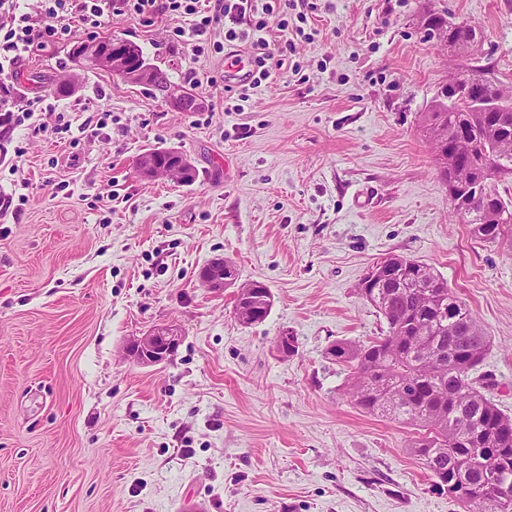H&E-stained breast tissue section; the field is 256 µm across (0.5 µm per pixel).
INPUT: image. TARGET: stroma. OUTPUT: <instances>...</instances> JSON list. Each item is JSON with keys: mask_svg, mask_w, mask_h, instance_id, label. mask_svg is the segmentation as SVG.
<instances>
[{"mask_svg": "<svg viewBox=\"0 0 512 512\" xmlns=\"http://www.w3.org/2000/svg\"><path fill=\"white\" fill-rule=\"evenodd\" d=\"M315 2L298 72L242 103L223 55H195L164 16L80 37L135 42L200 99L191 112L106 71L56 95L65 43L16 62L33 114L0 153V512H182L190 497L210 512H463L434 491L409 428L344 396L326 350L381 335L357 287L374 262L414 257L487 332L489 395L512 416V241L453 220L419 131L458 64L423 41L422 18L479 26L512 85V0ZM157 147L186 155L194 182L142 177ZM216 257L270 289L263 322L240 325L234 289L199 284ZM167 324L183 336L173 360L124 357Z\"/></svg>", "mask_w": 512, "mask_h": 512, "instance_id": "1", "label": "stroma"}]
</instances>
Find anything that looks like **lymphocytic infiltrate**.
I'll return each mask as SVG.
<instances>
[{"label":"lymphocytic infiltrate","mask_w":512,"mask_h":512,"mask_svg":"<svg viewBox=\"0 0 512 512\" xmlns=\"http://www.w3.org/2000/svg\"><path fill=\"white\" fill-rule=\"evenodd\" d=\"M314 8L313 0H0V76L23 55L73 40L77 29H98L119 16L150 22L164 15L175 22L174 37L194 33L199 55L248 42L250 71L239 90L244 101L250 89L287 69L288 52ZM219 27L223 40H212ZM272 27L285 37L283 50L273 51L265 37Z\"/></svg>","instance_id":"obj_1"}]
</instances>
